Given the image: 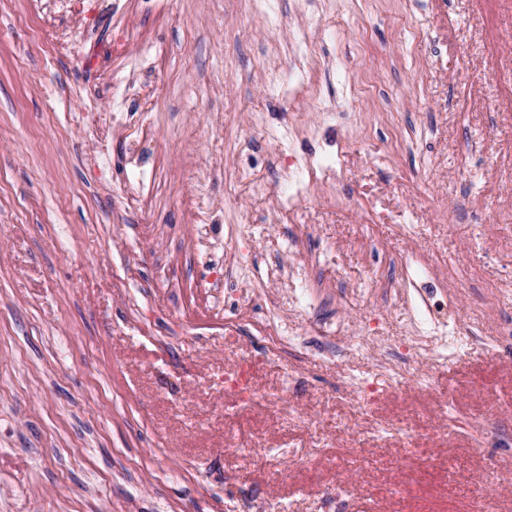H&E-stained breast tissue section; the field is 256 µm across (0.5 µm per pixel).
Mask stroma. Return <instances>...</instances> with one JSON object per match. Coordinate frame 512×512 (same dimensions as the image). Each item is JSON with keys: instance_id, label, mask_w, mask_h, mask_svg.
Instances as JSON below:
<instances>
[{"instance_id": "1", "label": "stroma", "mask_w": 512, "mask_h": 512, "mask_svg": "<svg viewBox=\"0 0 512 512\" xmlns=\"http://www.w3.org/2000/svg\"><path fill=\"white\" fill-rule=\"evenodd\" d=\"M301 28L322 76L291 96ZM132 75L145 185L92 123ZM285 127L336 173L283 216ZM271 265L308 290L259 291ZM249 303L287 360L225 333ZM508 321L512 0H0V512H512Z\"/></svg>"}]
</instances>
